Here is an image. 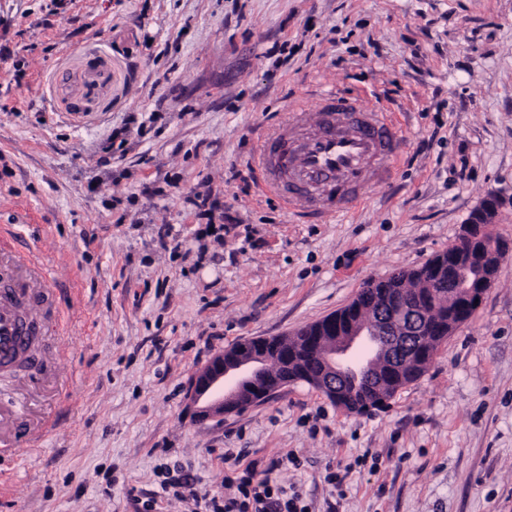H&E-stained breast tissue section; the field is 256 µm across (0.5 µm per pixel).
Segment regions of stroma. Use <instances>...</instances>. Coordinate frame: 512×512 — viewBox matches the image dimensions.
<instances>
[{"label": "stroma", "instance_id": "1", "mask_svg": "<svg viewBox=\"0 0 512 512\" xmlns=\"http://www.w3.org/2000/svg\"><path fill=\"white\" fill-rule=\"evenodd\" d=\"M42 2L0 0V225L45 229L74 287L57 367L75 383L42 448L0 467V512H145L168 468L220 493L242 448L311 512H512L507 202L491 288L384 408L305 383L209 419L187 398L225 349L295 334L512 195V0ZM324 91L384 106L404 148L346 215L297 223L252 159Z\"/></svg>", "mask_w": 512, "mask_h": 512}]
</instances>
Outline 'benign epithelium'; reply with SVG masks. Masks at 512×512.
<instances>
[{"mask_svg": "<svg viewBox=\"0 0 512 512\" xmlns=\"http://www.w3.org/2000/svg\"><path fill=\"white\" fill-rule=\"evenodd\" d=\"M502 203L496 191L478 203L461 236L449 247V260L440 259L428 266L415 300H392L383 293L377 305L382 314L379 321L364 316L363 305L353 302L343 316H327L303 328L305 340L300 343L281 340L270 349L263 342H255L226 350L196 376L189 392L191 404L199 415L210 417L269 399L287 387L282 379L267 374L274 361L282 368L290 362L300 364L314 387L347 410L352 403L339 388V380L349 373L344 356L357 343L386 331L389 336L377 341V350L365 370L370 372V380H378L376 390L399 386L407 364L431 357V348L421 345L424 329H432L436 338L451 336L476 312L474 302L482 300L491 287L505 245L491 237L486 226L493 223ZM448 281L454 283L448 294V317L436 318L438 308L427 306V302L433 286Z\"/></svg>", "mask_w": 512, "mask_h": 512, "instance_id": "1", "label": "benign epithelium"}]
</instances>
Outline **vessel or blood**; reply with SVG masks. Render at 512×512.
<instances>
[{"label": "vessel or blood", "mask_w": 512, "mask_h": 512, "mask_svg": "<svg viewBox=\"0 0 512 512\" xmlns=\"http://www.w3.org/2000/svg\"><path fill=\"white\" fill-rule=\"evenodd\" d=\"M305 105L260 145L253 164L263 191L274 193L296 217L333 219L346 214L375 183L386 180L402 142L388 112L360 95L320 94L319 118L309 131ZM61 285L45 262L37 238H25L11 224L0 225V374L25 362L24 381L40 385L55 359L48 349L63 335L65 313L54 295ZM56 420L46 417L22 435L0 429V462L19 447H42Z\"/></svg>", "instance_id": "obj_1"}]
</instances>
